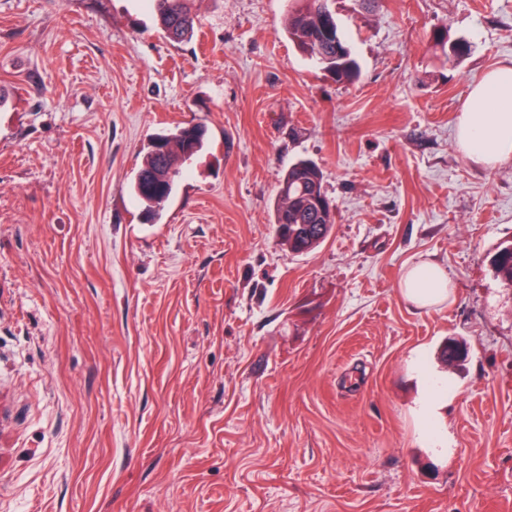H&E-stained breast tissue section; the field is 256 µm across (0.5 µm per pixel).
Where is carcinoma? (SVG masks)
<instances>
[{"label":"carcinoma","instance_id":"carcinoma-1","mask_svg":"<svg viewBox=\"0 0 512 512\" xmlns=\"http://www.w3.org/2000/svg\"><path fill=\"white\" fill-rule=\"evenodd\" d=\"M159 25L169 40L182 42L195 28L189 0H149ZM331 0H296L289 14L288 39L310 61L331 74L338 84H351L358 76V63L341 33L337 21H329ZM205 125L177 126L152 138L130 191L154 220L175 187L180 171L177 161L198 153L205 142ZM324 174L309 160L293 163L284 174L277 192L273 224L278 242L295 254L318 248L332 231L335 218L322 206ZM495 275L506 288H512V242L500 244L491 258ZM466 355L464 345L447 340L440 349V360L457 361Z\"/></svg>","mask_w":512,"mask_h":512}]
</instances>
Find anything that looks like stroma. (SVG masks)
<instances>
[{"label":"stroma","instance_id":"stroma-1","mask_svg":"<svg viewBox=\"0 0 512 512\" xmlns=\"http://www.w3.org/2000/svg\"><path fill=\"white\" fill-rule=\"evenodd\" d=\"M190 6L177 44L147 0H0V512H512V160L454 138L512 0H334L349 86L293 0ZM191 121L147 220L145 148ZM299 158L335 205L303 255L272 225ZM420 259L451 282L425 309ZM320 1H324L322 5ZM331 0H296V7L289 14L288 39L310 61L331 74L337 84H352L358 76V63L352 49L341 33ZM333 13V21L325 15ZM332 28L333 37L325 30ZM336 38L341 54L336 55ZM206 131L201 123L177 126L148 144L130 191L150 220L159 216L161 204L173 193L180 174L177 161L184 162L203 148ZM495 275L506 288H512V242L500 244L491 258ZM449 288L448 275L431 261L413 262L400 281L402 295L420 308L442 303L448 297Z\"/></svg>","mask_w":512,"mask_h":512}]
</instances>
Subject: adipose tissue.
Returning <instances> with one entry per match:
<instances>
[{
    "mask_svg": "<svg viewBox=\"0 0 512 512\" xmlns=\"http://www.w3.org/2000/svg\"><path fill=\"white\" fill-rule=\"evenodd\" d=\"M455 140L475 164L491 168L512 159V62L498 64L472 83ZM449 287L445 271L431 261L410 264L400 281L402 295L421 308L442 303Z\"/></svg>",
    "mask_w": 512,
    "mask_h": 512,
    "instance_id": "ef3b65f1",
    "label": "adipose tissue"
}]
</instances>
